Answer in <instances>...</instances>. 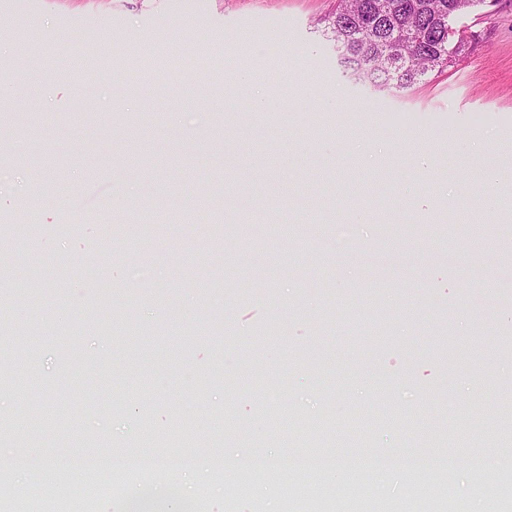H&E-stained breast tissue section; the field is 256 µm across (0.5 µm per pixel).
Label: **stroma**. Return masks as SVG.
Returning a JSON list of instances; mask_svg holds the SVG:
<instances>
[{
    "label": "stroma",
    "mask_w": 512,
    "mask_h": 512,
    "mask_svg": "<svg viewBox=\"0 0 512 512\" xmlns=\"http://www.w3.org/2000/svg\"><path fill=\"white\" fill-rule=\"evenodd\" d=\"M335 7L0 0V71L15 85L0 130L30 124L5 142L20 161L0 169V254L25 244L45 283L38 306L14 273L0 287L12 326L0 370L21 378L0 391V425L52 423L39 463L15 466V442L0 443L15 501L55 512L35 493L68 482L88 449L156 453L183 423L204 478L185 483L176 465L151 477L195 512H317L315 498L284 501L290 471L255 468L236 495L237 475L212 465L242 450L293 456L309 435L347 459L350 492L380 488L369 512H434L404 470L355 465L423 447L452 462L447 500L489 512L456 439L512 399V0L460 17L473 50L403 92L341 72L321 34ZM50 30L77 54L62 55ZM181 57L207 61L206 82L152 75ZM245 71L266 111L242 102ZM120 181L138 209L108 204ZM351 223V247L336 251L334 225ZM31 342L14 365L13 347ZM379 401L389 412L371 416ZM358 422L359 446H337Z\"/></svg>",
    "instance_id": "stroma-1"
}]
</instances>
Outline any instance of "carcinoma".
<instances>
[{"mask_svg":"<svg viewBox=\"0 0 512 512\" xmlns=\"http://www.w3.org/2000/svg\"><path fill=\"white\" fill-rule=\"evenodd\" d=\"M484 4L486 0H336L322 33L346 50L341 66L378 89H406L472 50V37L454 21L463 8ZM499 419L500 441L512 440V402L501 403ZM162 444L182 452L192 447V439L178 428ZM428 480V497L433 498L444 490L448 472L436 471Z\"/></svg>","mask_w":512,"mask_h":512,"instance_id":"cac0c4a2","label":"carcinoma"}]
</instances>
